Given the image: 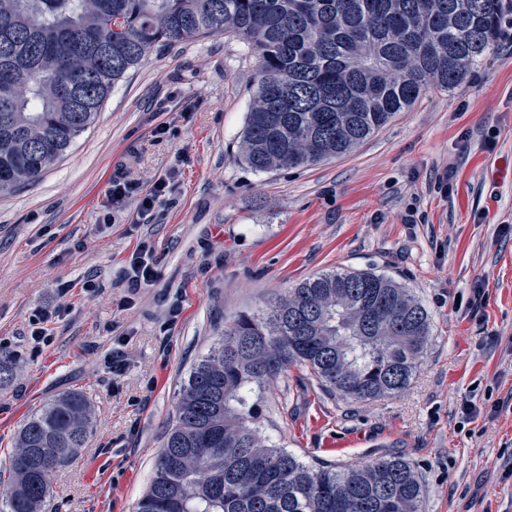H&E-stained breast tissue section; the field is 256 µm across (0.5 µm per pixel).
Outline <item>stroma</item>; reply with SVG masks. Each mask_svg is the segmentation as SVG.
<instances>
[{"label":"stroma","instance_id":"obj_1","mask_svg":"<svg viewBox=\"0 0 512 512\" xmlns=\"http://www.w3.org/2000/svg\"><path fill=\"white\" fill-rule=\"evenodd\" d=\"M260 67L232 35L157 44L59 162L0 196V349L17 364L0 389V464L38 410L85 391L92 435L45 512H133L180 389L225 326L319 272L373 270L430 315L411 385L361 402L289 367L253 394L262 435L312 464L403 456L422 475V512H512V42L354 153L268 172L238 157ZM169 172L172 193L147 217L105 194L112 178L145 186ZM144 243L156 278L135 289ZM41 317L51 343L39 347Z\"/></svg>","mask_w":512,"mask_h":512}]
</instances>
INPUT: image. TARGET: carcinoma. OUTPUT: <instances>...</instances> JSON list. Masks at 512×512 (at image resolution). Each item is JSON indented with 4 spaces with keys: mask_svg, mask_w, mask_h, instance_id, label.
<instances>
[{
    "mask_svg": "<svg viewBox=\"0 0 512 512\" xmlns=\"http://www.w3.org/2000/svg\"><path fill=\"white\" fill-rule=\"evenodd\" d=\"M512 0H0V195L37 181L158 43L230 33L261 68L239 149L258 172L353 153L428 89L452 90L498 42ZM426 308L371 271L332 269L242 315L191 368L134 512H421L402 456L307 464L269 443L249 394L290 365L357 401L404 390L429 345ZM15 380L0 354V388ZM94 417L65 393L23 426L0 512H43Z\"/></svg>",
    "mask_w": 512,
    "mask_h": 512,
    "instance_id": "carcinoma-1",
    "label": "carcinoma"
}]
</instances>
